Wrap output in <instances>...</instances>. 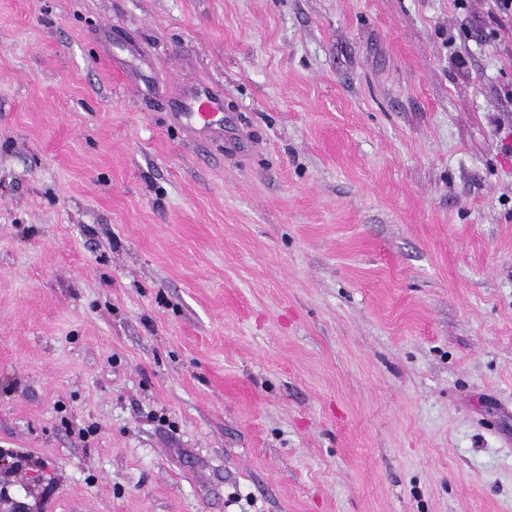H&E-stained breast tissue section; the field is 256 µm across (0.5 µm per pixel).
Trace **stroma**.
Instances as JSON below:
<instances>
[{"mask_svg": "<svg viewBox=\"0 0 512 512\" xmlns=\"http://www.w3.org/2000/svg\"><path fill=\"white\" fill-rule=\"evenodd\" d=\"M0 456L29 512H512L495 0H0Z\"/></svg>", "mask_w": 512, "mask_h": 512, "instance_id": "35a3bbf8", "label": "stroma"}]
</instances>
